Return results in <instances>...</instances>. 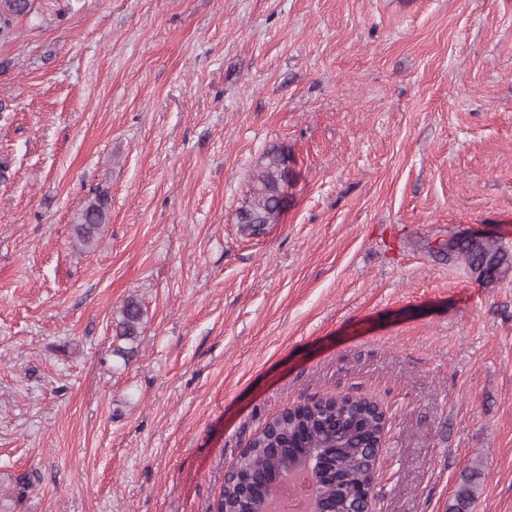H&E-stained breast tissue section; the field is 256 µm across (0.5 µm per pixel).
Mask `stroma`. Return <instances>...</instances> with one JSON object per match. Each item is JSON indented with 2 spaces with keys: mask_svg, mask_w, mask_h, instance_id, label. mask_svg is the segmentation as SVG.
<instances>
[{
  "mask_svg": "<svg viewBox=\"0 0 512 512\" xmlns=\"http://www.w3.org/2000/svg\"><path fill=\"white\" fill-rule=\"evenodd\" d=\"M474 232L512 249V0H32L0 40V512H213L338 394L386 413L374 512H448L472 466L473 512H512V272L431 252ZM291 179L287 154L280 149L267 151L263 163L249 174V195L237 213L243 230L254 235L269 224L279 223ZM108 210V196L104 192L95 194L82 210L79 223L76 224V234L83 245H88L100 231ZM144 317V310L139 302L129 299L120 310V318L116 323L117 335L133 340L138 336Z\"/></svg>",
  "mask_w": 512,
  "mask_h": 512,
  "instance_id": "obj_1",
  "label": "stroma"
}]
</instances>
